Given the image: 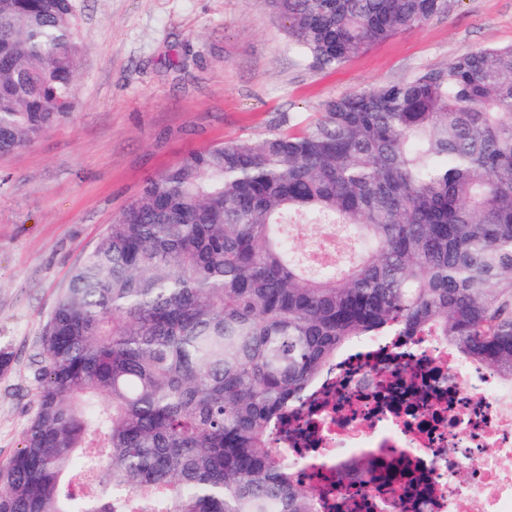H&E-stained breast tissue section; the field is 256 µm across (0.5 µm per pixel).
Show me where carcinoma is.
Returning <instances> with one entry per match:
<instances>
[{"label": "carcinoma", "instance_id": "1", "mask_svg": "<svg viewBox=\"0 0 512 512\" xmlns=\"http://www.w3.org/2000/svg\"><path fill=\"white\" fill-rule=\"evenodd\" d=\"M336 69L458 0H269ZM73 0H0V156L69 114ZM340 230L315 265L288 226ZM512 377V46L358 90L148 178L44 325L0 512H316L270 432L353 341L425 327Z\"/></svg>", "mask_w": 512, "mask_h": 512}]
</instances>
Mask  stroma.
<instances>
[{
  "label": "stroma",
  "instance_id": "obj_1",
  "mask_svg": "<svg viewBox=\"0 0 512 512\" xmlns=\"http://www.w3.org/2000/svg\"><path fill=\"white\" fill-rule=\"evenodd\" d=\"M84 48L69 115L0 157V461L22 446L54 301L113 214L187 152L261 140L342 94L512 45V0H460L328 71L288 48L268 0H75Z\"/></svg>",
  "mask_w": 512,
  "mask_h": 512
}]
</instances>
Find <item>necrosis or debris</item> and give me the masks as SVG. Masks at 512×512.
Returning a JSON list of instances; mask_svg holds the SVG:
<instances>
[{
	"instance_id": "1",
	"label": "necrosis or debris",
	"mask_w": 512,
	"mask_h": 512,
	"mask_svg": "<svg viewBox=\"0 0 512 512\" xmlns=\"http://www.w3.org/2000/svg\"><path fill=\"white\" fill-rule=\"evenodd\" d=\"M302 403L298 431L271 444L308 484L331 478L318 512H455L462 491L472 512H512V380L435 329L350 345ZM395 456L413 462L412 478Z\"/></svg>"
}]
</instances>
